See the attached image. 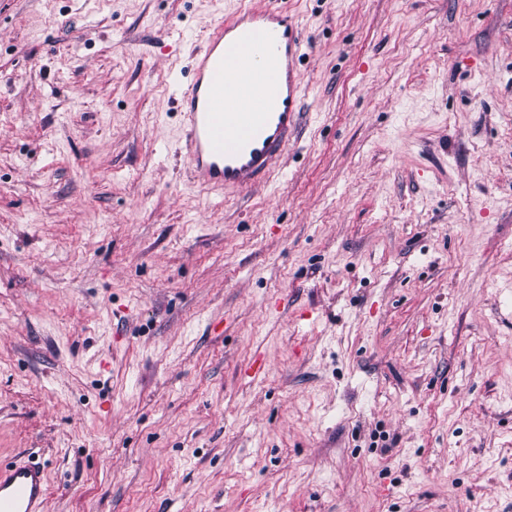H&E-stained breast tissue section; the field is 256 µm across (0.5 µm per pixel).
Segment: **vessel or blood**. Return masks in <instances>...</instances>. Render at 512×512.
<instances>
[{"mask_svg":"<svg viewBox=\"0 0 512 512\" xmlns=\"http://www.w3.org/2000/svg\"><path fill=\"white\" fill-rule=\"evenodd\" d=\"M298 20L270 0L220 21L197 52L180 92L194 179L235 192L280 166L301 119ZM47 478L37 465L0 466V512H45Z\"/></svg>","mask_w":512,"mask_h":512,"instance_id":"b4317fda","label":"vessel or blood"}]
</instances>
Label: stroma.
<instances>
[{
	"label": "stroma",
	"mask_w": 512,
	"mask_h": 512,
	"mask_svg": "<svg viewBox=\"0 0 512 512\" xmlns=\"http://www.w3.org/2000/svg\"><path fill=\"white\" fill-rule=\"evenodd\" d=\"M248 4L0 0V462L46 512H512V0H288L298 138L227 193L177 89Z\"/></svg>",
	"instance_id": "1"
}]
</instances>
